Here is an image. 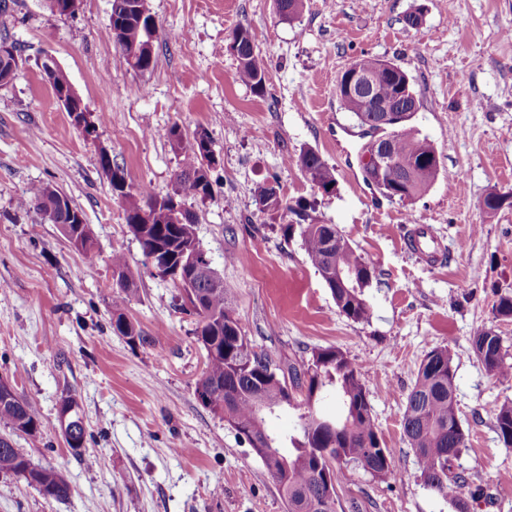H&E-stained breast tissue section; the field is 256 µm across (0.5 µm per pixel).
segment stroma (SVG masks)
<instances>
[{
	"label": "stroma",
	"mask_w": 512,
	"mask_h": 512,
	"mask_svg": "<svg viewBox=\"0 0 512 512\" xmlns=\"http://www.w3.org/2000/svg\"><path fill=\"white\" fill-rule=\"evenodd\" d=\"M112 0H86L68 17L48 0H14L0 14V37L21 48L13 83L0 89V378L34 403L43 431L16 437L32 463L69 481L68 500L44 498L23 479L0 474V512H285L276 484L248 441L195 394L206 352L180 291L145 264L113 196L101 152L125 172L131 194L171 193L185 141L207 131L218 164L214 193L190 202L196 235L230 290L249 340L280 364L333 346L361 370L393 471L375 480L345 468L342 507L356 512H455L427 489L404 439L402 415L419 366L434 347L456 352V398L468 436L452 472H466L485 495L470 512H512V448L495 429L494 408L512 399V380L490 376L471 340L493 328L512 346V319L495 318L498 293L512 290V207L485 214L483 198L512 191V0H308L294 20L275 0H146L162 38L153 70H132L102 35ZM422 9L413 29L404 17ZM249 29L266 57L263 95L237 75L231 32ZM392 61L418 99L413 125L434 144L440 172L411 202L367 185L363 143L336 96L357 57ZM53 57L88 112L102 116L84 136L58 104L41 63ZM316 151L336 169L325 194L295 159ZM50 182L82 212L91 255L58 225L17 205ZM267 182L288 202L310 203L315 222L336 225L374 267L372 318L339 314L300 236L259 211ZM439 243L441 259L408 250L411 223ZM122 248L135 281L125 313L149 345L112 328L117 292L112 250ZM78 398L92 463L75 457L58 430L62 397Z\"/></svg>",
	"instance_id": "obj_1"
}]
</instances>
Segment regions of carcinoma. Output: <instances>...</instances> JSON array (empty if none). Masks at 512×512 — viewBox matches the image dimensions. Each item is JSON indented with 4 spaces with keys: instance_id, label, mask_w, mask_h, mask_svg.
Wrapping results in <instances>:
<instances>
[{
    "instance_id": "carcinoma-1",
    "label": "carcinoma",
    "mask_w": 512,
    "mask_h": 512,
    "mask_svg": "<svg viewBox=\"0 0 512 512\" xmlns=\"http://www.w3.org/2000/svg\"><path fill=\"white\" fill-rule=\"evenodd\" d=\"M142 0H112V10L104 36L119 48L129 66L139 72L154 66V45L160 30L154 16L135 12ZM230 49L236 51L238 78L258 94L264 93L268 64L254 47L247 28H236L230 37ZM20 54L0 59V89L15 79ZM352 65L369 75L371 85L362 90H348L344 71L337 83L342 108L352 114L359 125L378 129L382 106L406 99L412 86L400 68L389 72L381 60L363 54ZM182 157L172 193L157 198L146 189L139 195L142 203L133 202L125 211L126 224L138 240L144 258L161 251L184 263V278L192 293L188 304L199 301L206 314L198 317L195 335L198 342L213 346L206 351V368L196 385L197 398L213 412H218L228 394L231 404L224 405L229 420L239 425L236 432L245 437L263 463L268 475L278 486L287 512H337L336 481L342 467L354 466L374 479L384 480L392 472L393 450L386 447L372 415L367 389L359 368L338 348H317L309 359L288 365V379L275 374V363L264 351H256L245 336L229 298V289L215 284L218 276L211 262L203 259L204 250L196 237L197 216L183 210L189 200L206 201L213 196L211 170L215 160L203 148L193 145H171ZM386 153L394 160L393 174L403 180L397 195L401 202L426 193L440 170L433 143L409 123H402L385 141ZM297 165L315 187L336 186V169L312 150H303ZM62 190L41 183L19 199L21 209H34L52 224L67 225L71 221L69 203L61 199ZM177 201L178 208L168 209L159 220L149 224L137 221V210H154L158 204ZM255 201L259 211L281 210L297 217V223L286 224L284 233H299L309 262L330 290L340 314L360 323L370 320L372 308L366 290L375 278L374 268L358 253L334 224L309 221V205L299 201L288 204L275 187H257ZM125 253L116 249L112 269L117 274L119 291L112 300V326L122 336L123 325H131L125 315L133 288L127 274ZM196 297H191V294ZM494 317L512 318V291L498 294L493 305ZM472 349L486 371L495 378L512 376L508 362L509 347L493 328H481L472 338ZM455 351L450 346H437L429 351L407 397L402 417L404 437L414 451L424 486L451 502L456 512H469V502L484 495L482 486L470 475L450 473V462L466 447L456 399ZM333 391L340 413L328 416L313 410L314 401L324 392ZM291 407L301 409L297 433L280 438L269 432L267 419ZM495 427L507 448L512 447V400L495 407ZM0 473L23 478L47 499L67 500L71 486L65 476L52 468L33 465L22 449L11 443L16 434L36 436L42 432L40 413L17 394L0 398ZM68 443L72 454L85 457L86 428L84 421L75 424Z\"/></svg>"
}]
</instances>
